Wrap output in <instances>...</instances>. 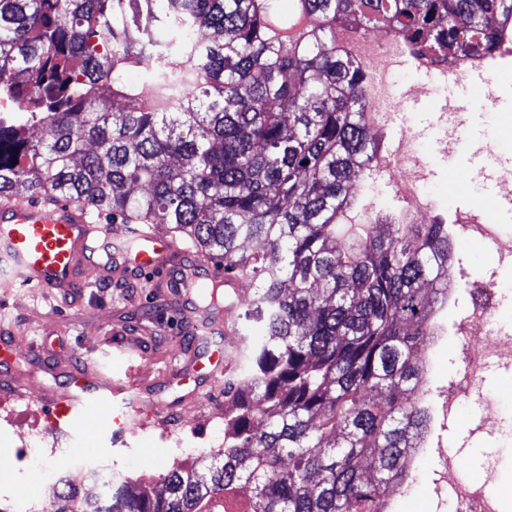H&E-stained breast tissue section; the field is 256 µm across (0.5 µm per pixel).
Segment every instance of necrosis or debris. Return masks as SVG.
<instances>
[{
    "instance_id": "1",
    "label": "necrosis or debris",
    "mask_w": 512,
    "mask_h": 512,
    "mask_svg": "<svg viewBox=\"0 0 512 512\" xmlns=\"http://www.w3.org/2000/svg\"><path fill=\"white\" fill-rule=\"evenodd\" d=\"M336 46L357 62L367 79L369 94L365 104L368 131L385 135L389 130L390 98L394 87L396 63L409 58L414 69L432 73L454 72L466 75L485 73L491 84H498L501 69L498 60L512 61V25L500 26L495 56L482 54L432 57L418 54L412 44L395 29L368 32L355 24L341 21L335 29ZM373 167L383 171L401 207L391 215L382 214L366 204L374 181L362 179L359 183L361 203L346 209L341 223L370 226L374 224H414L425 220L432 224L453 223L456 234L475 241H493L500 259H512V236L500 233L499 227L485 216L457 211L447 214L428 190L424 159L418 156L416 138L403 132L392 143V149L381 152L372 161ZM495 281L484 285V297L472 298L457 324L461 348L458 358L459 373L448 384L438 389L431 398L436 424L445 423L466 402L478 396L480 382L490 359L512 358V335L501 331L495 317V306L490 300L495 292ZM434 493L438 499L450 500L454 512H499V502L488 494L485 485L471 481L457 456L439 451L434 470Z\"/></svg>"
}]
</instances>
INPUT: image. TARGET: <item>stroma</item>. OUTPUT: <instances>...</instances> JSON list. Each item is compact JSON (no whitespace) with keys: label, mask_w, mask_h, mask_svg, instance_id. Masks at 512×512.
Returning a JSON list of instances; mask_svg holds the SVG:
<instances>
[{"label":"stroma","mask_w":512,"mask_h":512,"mask_svg":"<svg viewBox=\"0 0 512 512\" xmlns=\"http://www.w3.org/2000/svg\"><path fill=\"white\" fill-rule=\"evenodd\" d=\"M395 87L407 106L396 115L395 129L414 132L430 163V187L440 203L450 210L470 209L501 196L500 178L512 171V162L480 153L477 146L492 132L512 140V73L500 79L492 102L471 97L468 84L447 87L448 98L461 109L455 123L460 148L447 153L438 146L441 131L425 105L427 79L401 67ZM451 269L458 278L448 308L439 315L442 332L432 351V383L437 388L446 386L460 369L452 323L483 282L499 283L496 317L512 334V263H499L479 246L458 244ZM1 327L16 338L24 395L0 409V503L14 512H23L49 483L48 471L39 464L45 457L62 475L95 471L154 482L164 470L191 464L223 446L224 411L229 406L224 382L197 376L196 331L186 323L174 294L144 281L109 288L98 284L50 301L31 288H0ZM118 331L143 346V353L118 352L114 347ZM33 344L41 347L52 370L28 361L26 352ZM84 364L123 380L140 406L169 411L170 419L150 420L114 439L99 432L100 414L87 411L66 432L51 435L48 398L63 386L65 372ZM489 413L496 427L477 430V423ZM432 438L462 458L469 479L489 480L491 495L512 505V366L492 362L480 396L435 429ZM23 452L28 453L30 465L20 463ZM435 464L433 456H426L396 512H450V504L432 493Z\"/></svg>","instance_id":"1"}]
</instances>
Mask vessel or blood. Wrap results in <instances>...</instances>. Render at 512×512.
I'll return each mask as SVG.
<instances>
[{"label": "vessel or blood", "mask_w": 512, "mask_h": 512, "mask_svg": "<svg viewBox=\"0 0 512 512\" xmlns=\"http://www.w3.org/2000/svg\"><path fill=\"white\" fill-rule=\"evenodd\" d=\"M121 225L101 224L87 207L67 200L33 202L0 194V252L13 264L19 280L42 291L72 293L89 287L90 277L108 280L113 269L123 271L128 280H145L153 287L181 295L183 311L200 322L223 330L224 347H236L238 303L243 280L225 275L223 270L200 258L193 250L159 232L154 226H141L136 246L127 252L108 255L100 261L104 240L121 235ZM210 282L227 289L232 299L223 310L210 313L200 309L190 295L191 288ZM15 373V339L0 336V380L11 381ZM66 393L56 398V418L70 416L80 405H104L106 392L120 393V386L100 372L84 370L65 383ZM141 409L107 412L108 431L122 434L135 427Z\"/></svg>", "instance_id": "b4317fda"}]
</instances>
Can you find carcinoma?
Instances as JSON below:
<instances>
[{
    "instance_id": "cac0c4a2",
    "label": "carcinoma",
    "mask_w": 512,
    "mask_h": 512,
    "mask_svg": "<svg viewBox=\"0 0 512 512\" xmlns=\"http://www.w3.org/2000/svg\"><path fill=\"white\" fill-rule=\"evenodd\" d=\"M279 2L0 0V98L24 108L0 114V192L161 225L254 283L224 447L158 487L66 477L51 512H389L412 478L454 253L446 224L339 223L377 147L332 29L490 54L512 0Z\"/></svg>"
}]
</instances>
